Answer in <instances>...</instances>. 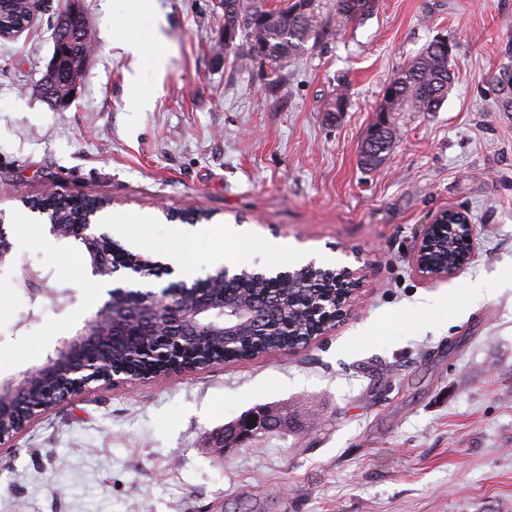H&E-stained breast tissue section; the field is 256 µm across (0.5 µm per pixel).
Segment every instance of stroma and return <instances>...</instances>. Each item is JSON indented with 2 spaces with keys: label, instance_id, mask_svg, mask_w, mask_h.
Wrapping results in <instances>:
<instances>
[{
  "label": "stroma",
  "instance_id": "35a3bbf8",
  "mask_svg": "<svg viewBox=\"0 0 512 512\" xmlns=\"http://www.w3.org/2000/svg\"><path fill=\"white\" fill-rule=\"evenodd\" d=\"M0 39V381L42 366L106 301L82 246L49 233L30 200L95 197L132 217L126 248L180 253L202 277L216 225L247 239L230 273L308 258L356 271L348 314L308 346L109 387L91 385L0 447V512H512V112L492 81L512 40V0H377L365 19H326L319 43L270 69L224 47L217 0H84L94 55L68 108L32 92L48 62L60 0ZM140 43L131 54L113 29ZM456 79L440 111L399 112L386 163L359 153L391 78L433 39ZM140 75L139 85L129 73ZM347 87V110L326 105ZM151 106L139 111L138 100ZM476 226L457 274L422 277L411 253L443 210ZM282 243L298 259L270 260ZM64 290L31 308L24 267ZM488 294L476 306L472 281ZM294 429L217 459L213 431L258 405Z\"/></svg>",
  "mask_w": 512,
  "mask_h": 512
}]
</instances>
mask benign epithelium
<instances>
[{
	"label": "benign epithelium",
	"instance_id": "1",
	"mask_svg": "<svg viewBox=\"0 0 512 512\" xmlns=\"http://www.w3.org/2000/svg\"><path fill=\"white\" fill-rule=\"evenodd\" d=\"M82 14V0H68L67 11L56 25L53 56L40 80L43 98L55 108H64L69 97L54 94L58 82L70 80L64 57L70 48L81 41L76 20ZM451 213H438L433 223L425 229L412 262L424 277L437 279L462 270L470 260L463 256L452 268H432L423 255L430 243L434 224L448 221ZM49 233L58 240L74 239L84 246L94 277L109 279L123 271L129 277H142L141 263L129 261L123 267H112V250L101 248L102 241L109 238L105 233L91 232V224H51ZM339 279L346 282L341 294V314L349 310L357 279L348 270ZM110 300L105 302L94 315L85 321L84 327L70 339H64L55 354L35 370L26 373L20 380L0 383V421L6 416L17 418L15 427L6 431L0 429V447L10 443L15 434L35 417L27 411V396L33 383L40 385L48 380L61 379L66 382L62 397H47L37 412L47 411L57 403L84 392L91 383L112 386L119 382L131 383L167 374L187 373L198 368V364L182 362L171 356V351L197 345L207 338L224 342L258 327V317L249 303L228 301L212 296L209 291L187 286L166 287L161 293L146 294L124 288L109 291ZM135 341L144 362L151 370H132L121 376L112 373L95 378L87 375L99 362V352L107 344ZM276 417L268 407H259L250 415L224 425V430L214 436L213 448L219 455L224 449L260 433L276 429Z\"/></svg>",
	"mask_w": 512,
	"mask_h": 512
}]
</instances>
